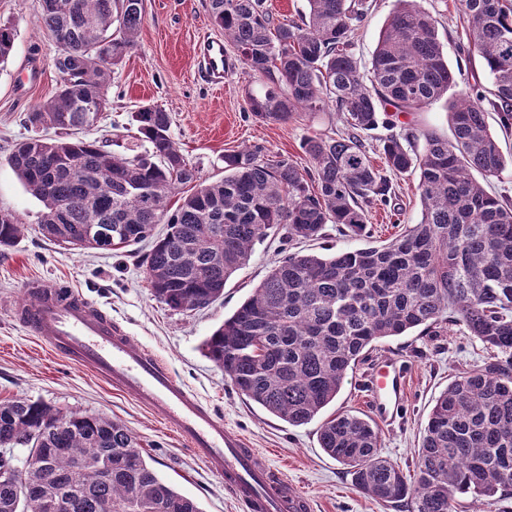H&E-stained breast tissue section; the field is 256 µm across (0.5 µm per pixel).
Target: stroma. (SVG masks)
Listing matches in <instances>:
<instances>
[{"label": "stroma", "mask_w": 512, "mask_h": 512, "mask_svg": "<svg viewBox=\"0 0 512 512\" xmlns=\"http://www.w3.org/2000/svg\"><path fill=\"white\" fill-rule=\"evenodd\" d=\"M438 21L440 39L450 68L464 77H484L479 58L460 61L456 45L467 28L459 0H420ZM137 45L112 70L108 105L97 126L83 131L87 140L122 141L132 126L131 115L144 106H158L171 116V139L194 163L201 176L224 175L225 153L254 146L276 160L290 155L303 159L301 144L320 131L342 133L336 112L288 124L262 123L249 117L245 92L259 82L238 69L223 87L198 77V42L223 38L209 18V0H145ZM368 14L356 36L355 50L369 62L379 33L395 0H367ZM40 0H0V24L14 26L16 37L8 60L0 65V211L18 215L23 234L0 254V401L25 397L63 410L103 414L123 423L139 439L161 477L193 498L201 512H240L221 479L186 451L176 434L156 415L127 394L112 391L89 369L65 362L26 333L11 309L20 304L31 282L52 279L83 294L125 326L134 340L156 352L173 372L202 399L216 407L226 426L239 430L252 448L296 484L312 501V512H396L357 490L343 466L320 448L317 423L294 427L237 394L215 363L205 357L204 339L231 316L267 275L279 249L278 237L256 246L247 265L224 286V297L198 312L179 313L157 302L144 277L148 249L138 244L118 251L78 250L51 242L38 231L41 203L32 197L8 164L13 146L37 135L27 121L36 105L52 96L61 75L54 66L57 47L37 25ZM390 206L369 213V236L344 237L328 226L324 239L303 243L304 252L356 250L390 243L405 225L417 223L421 204L418 176L393 179ZM477 339L455 328L439 336L413 331L379 344L358 365L332 409L371 415L364 388L367 376L383 358L409 363L407 400L394 421L378 423L381 453L413 476L414 463L428 414L454 376L489 357Z\"/></svg>", "instance_id": "stroma-1"}]
</instances>
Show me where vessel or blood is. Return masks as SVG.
<instances>
[{"instance_id":"b4317fda","label":"vessel or blood","mask_w":512,"mask_h":512,"mask_svg":"<svg viewBox=\"0 0 512 512\" xmlns=\"http://www.w3.org/2000/svg\"><path fill=\"white\" fill-rule=\"evenodd\" d=\"M197 54L211 84H222L237 70L221 40L200 43ZM31 293L33 303L13 307L15 321L66 361L89 367L114 390L161 416L187 451L221 477L242 512H311L310 500L297 485L250 448L238 430L225 426L211 403L201 400L155 353L136 344L110 315L49 279L33 283ZM408 371L404 361L391 359L369 375L366 391L381 421H392L403 406Z\"/></svg>"}]
</instances>
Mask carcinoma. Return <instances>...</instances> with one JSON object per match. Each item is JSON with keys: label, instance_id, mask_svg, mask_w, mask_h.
<instances>
[{"label": "carcinoma", "instance_id": "cac0c4a2", "mask_svg": "<svg viewBox=\"0 0 512 512\" xmlns=\"http://www.w3.org/2000/svg\"><path fill=\"white\" fill-rule=\"evenodd\" d=\"M461 7L469 26L459 49L483 59L493 90L464 82L448 140L400 121L461 76L448 67L436 17L417 0H396L367 67L353 42L363 0H307L292 18L274 16L264 0H209L234 60L262 82L246 96L255 120L286 124L333 110L345 132L306 137L307 169L288 155L267 163L259 147L226 152L224 177L208 182L172 142L170 115L158 106L136 112L138 136L124 154L76 136L106 110L112 68L136 45L144 0H42L38 25L57 45L61 82L27 121L55 137L27 138L8 156L43 203L44 237L81 250L149 243L145 278L173 311L220 300L255 246L282 234V256L203 352L240 395L291 426L319 418L379 341L454 326L493 350L435 400L412 482L381 455L368 420L337 413L320 422V448L356 488L401 512H458L462 495L490 506L512 491V199L474 177L498 178L512 164L488 124L493 114L500 131H512V0ZM14 37L0 25V63ZM381 120L392 130L383 170L365 143ZM411 169L420 171L421 218L389 245L327 256L292 250L329 224L364 235L371 209L390 203L389 175ZM116 226L125 239H113ZM23 230L0 211V248ZM33 452L44 468L22 485L6 477ZM109 460L112 481L95 482L92 472ZM0 512L201 510L158 475L124 424L17 397L0 402Z\"/></svg>", "mask_w": 512, "mask_h": 512}]
</instances>
